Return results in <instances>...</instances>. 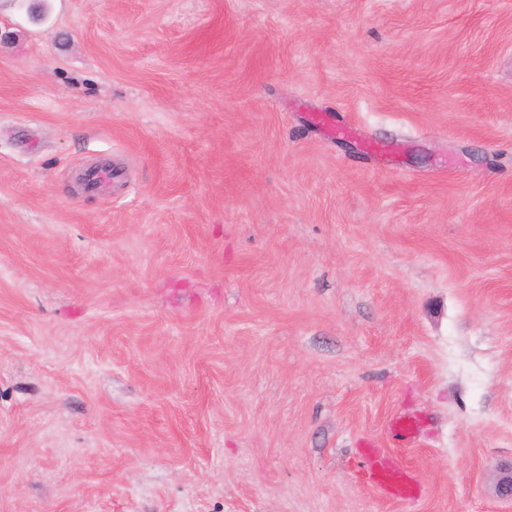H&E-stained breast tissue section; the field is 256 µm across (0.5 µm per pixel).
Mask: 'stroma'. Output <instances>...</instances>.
I'll return each mask as SVG.
<instances>
[{"label":"stroma","instance_id":"1","mask_svg":"<svg viewBox=\"0 0 512 512\" xmlns=\"http://www.w3.org/2000/svg\"><path fill=\"white\" fill-rule=\"evenodd\" d=\"M0 29V512H512V0ZM421 424L422 421L419 419L400 416L390 422L389 429L393 436L410 441L419 435ZM368 469L374 485L388 496H411L418 488L415 475L406 468L371 459Z\"/></svg>","mask_w":512,"mask_h":512}]
</instances>
